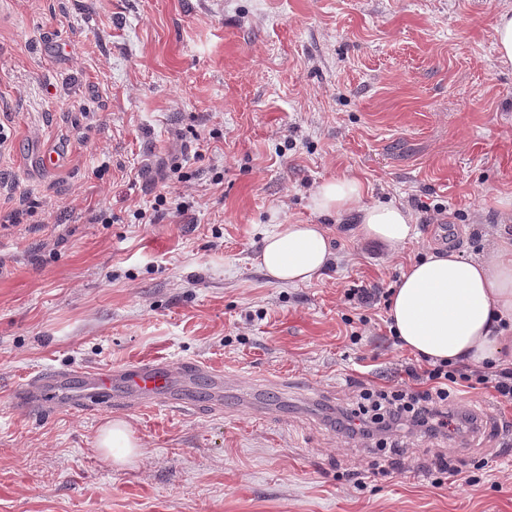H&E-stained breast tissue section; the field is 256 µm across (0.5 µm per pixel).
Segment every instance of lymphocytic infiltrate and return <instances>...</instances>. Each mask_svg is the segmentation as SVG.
<instances>
[{
	"label": "lymphocytic infiltrate",
	"mask_w": 512,
	"mask_h": 512,
	"mask_svg": "<svg viewBox=\"0 0 512 512\" xmlns=\"http://www.w3.org/2000/svg\"><path fill=\"white\" fill-rule=\"evenodd\" d=\"M404 380L378 386L359 382L356 395L341 411L342 437L368 447L392 449L412 437L435 439L476 431L479 413L451 404L455 386L494 392L512 403V365L472 367L460 361L406 364Z\"/></svg>",
	"instance_id": "1"
}]
</instances>
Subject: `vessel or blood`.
<instances>
[{
    "mask_svg": "<svg viewBox=\"0 0 512 512\" xmlns=\"http://www.w3.org/2000/svg\"><path fill=\"white\" fill-rule=\"evenodd\" d=\"M221 390V375L205 364L190 362L174 370L165 361L147 358L115 370L41 372L19 387L16 399L35 409L51 404L83 411L115 404L191 408L204 398L220 405Z\"/></svg>",
    "mask_w": 512,
    "mask_h": 512,
    "instance_id": "1",
    "label": "vessel or blood"
}]
</instances>
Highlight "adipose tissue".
<instances>
[{
	"label": "adipose tissue",
	"instance_id": "obj_1",
	"mask_svg": "<svg viewBox=\"0 0 512 512\" xmlns=\"http://www.w3.org/2000/svg\"><path fill=\"white\" fill-rule=\"evenodd\" d=\"M363 183L353 176L323 181L312 209L336 220L353 219L367 242L392 250L415 235L414 218L394 203L362 204ZM332 256L329 235L320 224H279L264 238L260 264L274 282L312 281ZM388 317L403 348L432 361L498 362L512 346V239L500 237L489 260L455 251L431 254L411 264L393 289ZM104 461L128 464L139 444L128 424L108 420L97 439Z\"/></svg>",
	"mask_w": 512,
	"mask_h": 512
}]
</instances>
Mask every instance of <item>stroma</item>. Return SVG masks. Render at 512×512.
<instances>
[{
  "instance_id": "stroma-1",
  "label": "stroma",
  "mask_w": 512,
  "mask_h": 512,
  "mask_svg": "<svg viewBox=\"0 0 512 512\" xmlns=\"http://www.w3.org/2000/svg\"><path fill=\"white\" fill-rule=\"evenodd\" d=\"M502 0H0V219L22 193L39 231L0 222V512H512V437L408 440L388 474L337 439L348 379L411 354L379 316L358 343L355 285L393 288L430 250L488 260L512 228V67ZM55 165H44L46 156ZM184 160L185 178H160ZM353 175L408 208L389 251L309 198ZM183 214L141 224L158 198ZM324 224L318 278L272 282L276 224ZM159 358L224 374V406H18L46 370ZM141 448L105 467L107 419ZM487 461L432 486L431 453ZM497 60L504 67L512 65V5L504 6L498 13L495 25Z\"/></svg>"
}]
</instances>
